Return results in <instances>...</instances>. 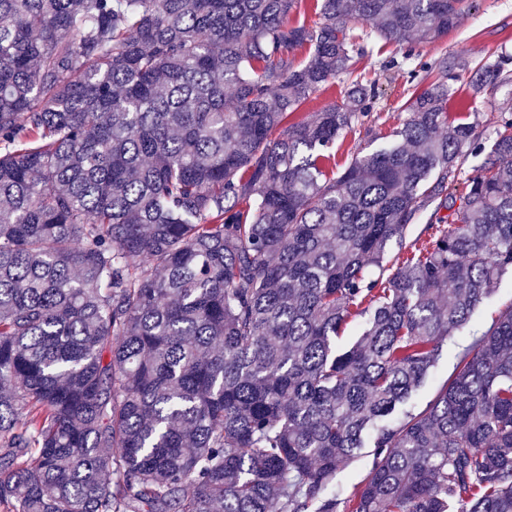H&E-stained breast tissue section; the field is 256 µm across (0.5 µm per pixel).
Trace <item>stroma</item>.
<instances>
[{
  "mask_svg": "<svg viewBox=\"0 0 512 512\" xmlns=\"http://www.w3.org/2000/svg\"><path fill=\"white\" fill-rule=\"evenodd\" d=\"M465 55L472 63L490 62L502 54L512 55V0H476L470 14L460 19L447 35L435 41L415 38L402 44L385 39H374L370 54L357 67L364 84L375 85L379 97L363 126L348 133L336 143V168L344 170L361 147L378 148L393 142V133L407 114L404 103L409 96L411 81L427 87L439 78L437 72L410 78L409 72L417 63H431L440 57ZM469 73H461L451 82L448 94V112L451 117L478 120L485 147H492L495 130L500 120L498 109L512 98V88L502 87L496 95L472 100ZM512 305V277L504 278L493 294L476 311L469 326L448 339L441 359L433 368L424 386L410 401L408 408L420 411L426 407L437 390L456 366L457 354L478 334L484 325Z\"/></svg>",
  "mask_w": 512,
  "mask_h": 512,
  "instance_id": "1",
  "label": "stroma"
}]
</instances>
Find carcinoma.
<instances>
[{
    "label": "carcinoma",
    "mask_w": 512,
    "mask_h": 512,
    "mask_svg": "<svg viewBox=\"0 0 512 512\" xmlns=\"http://www.w3.org/2000/svg\"><path fill=\"white\" fill-rule=\"evenodd\" d=\"M301 2L0 0V512H512V307L397 417L512 273V106L460 178L483 132L449 119L469 63L443 58L391 145L329 171L372 36L436 39L474 0L287 25ZM508 83L501 55L472 98ZM345 89L346 83L336 81L334 85L311 94L308 100L297 111L299 113V118L305 117L311 112H317L328 107L334 102H340ZM364 453L351 464L341 468L336 474V484L343 487L346 494H350L364 478L368 471L371 457Z\"/></svg>",
    "instance_id": "carcinoma-1"
}]
</instances>
